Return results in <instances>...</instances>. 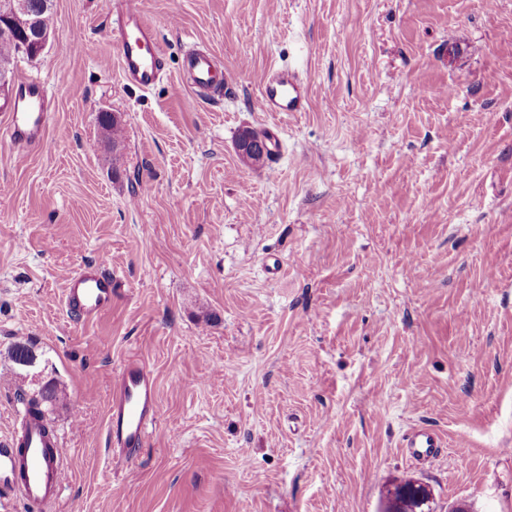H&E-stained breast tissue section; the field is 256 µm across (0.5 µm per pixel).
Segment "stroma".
Here are the masks:
<instances>
[{
    "label": "stroma",
    "instance_id": "35a3bbf8",
    "mask_svg": "<svg viewBox=\"0 0 512 512\" xmlns=\"http://www.w3.org/2000/svg\"><path fill=\"white\" fill-rule=\"evenodd\" d=\"M129 2L161 41L156 85L122 76L114 0H54L0 91L32 75L52 101L41 141L0 140V439L18 388L65 390L51 512H379L408 478L430 512H512V0ZM193 48L230 76L208 99ZM274 66L306 111H263ZM245 129L277 132L274 161L243 162ZM88 263L118 292L82 322L62 294ZM132 358L159 415L116 457ZM419 426L446 443L423 463L401 448ZM98 123L102 136L107 141V146L112 147V154L122 143L123 128L121 121L108 113H101L98 116Z\"/></svg>",
    "mask_w": 512,
    "mask_h": 512
}]
</instances>
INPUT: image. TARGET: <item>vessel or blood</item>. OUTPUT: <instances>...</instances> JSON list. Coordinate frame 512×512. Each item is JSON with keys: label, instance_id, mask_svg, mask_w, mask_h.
Instances as JSON below:
<instances>
[{"label": "vessel or blood", "instance_id": "obj_1", "mask_svg": "<svg viewBox=\"0 0 512 512\" xmlns=\"http://www.w3.org/2000/svg\"><path fill=\"white\" fill-rule=\"evenodd\" d=\"M112 37L125 80L142 89L154 86L163 72V51L154 29L128 6L118 11ZM183 71L191 87L201 93L220 90L228 82L217 58L202 49L188 52ZM260 96L267 112H302L307 108V89L289 68H271ZM8 109L7 121L0 125L1 140L18 146L41 140L51 110V100L41 80L20 79ZM117 285L112 273L86 266L70 277L64 305L85 319H94L111 307ZM157 415L152 374L139 361H128L112 382L106 427L109 447L122 452L141 448ZM403 446L410 460L423 462L438 455L444 442L434 429L419 427L406 434ZM66 458V448L45 434L41 422L30 423L20 437L0 441V486L29 503H54L60 494Z\"/></svg>", "mask_w": 512, "mask_h": 512}]
</instances>
